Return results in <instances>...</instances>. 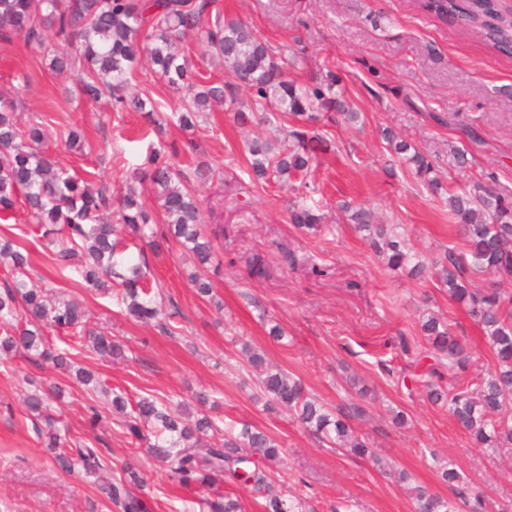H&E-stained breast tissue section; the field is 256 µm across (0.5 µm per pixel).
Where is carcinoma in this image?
<instances>
[{"mask_svg":"<svg viewBox=\"0 0 512 512\" xmlns=\"http://www.w3.org/2000/svg\"><path fill=\"white\" fill-rule=\"evenodd\" d=\"M423 6L438 17L463 28L478 31L485 43L512 55V7L505 0H424ZM22 35L27 46L50 58L54 71L73 70L81 94L105 99L117 110H145L146 102L126 93L129 75L141 54L151 56L161 78L175 90H186L180 126L195 125L212 103L224 102V84L198 83V71L187 59L182 40L195 36L201 56L218 58L236 79L251 91L245 111L272 103L295 117L317 119L321 111L337 112L347 121L358 118L333 92L336 80L298 86L285 79L269 47L244 23L227 19L218 0H0V41ZM19 99H0V220L13 217L16 203L23 201L28 220L43 231L54 245L52 263L61 264L68 275L85 288L109 294L125 305L129 316L153 321L161 332L172 336L177 326V308L161 312L151 296L144 256L124 250L122 233L128 228L152 248L170 235L184 239L188 254L201 266L213 255L211 237L204 232V216L195 200L196 185L208 180L210 166L202 161L192 169L183 167L179 152L154 149L144 166L137 169L120 196L117 210L104 186L78 178L42 150L45 135L37 123H18ZM327 141L299 129L282 128L273 141L249 143L251 166L256 176L277 179L307 175L316 148ZM416 177L429 188H438L436 168L416 152L408 158ZM150 191L163 213V224L140 202L141 190ZM448 211L457 221V232L466 242L462 253L449 250L434 262L438 277L451 299L466 306L477 321L493 351L495 368L486 377L464 385L459 380L468 371L470 353L461 337L433 315L422 321L421 330L431 347L432 364L422 386L432 403L448 404V412L469 434L478 448L494 451L512 445V295L497 288L478 293L472 277L494 273L512 278V199L495 189L474 185L448 195ZM117 215V223L106 217ZM324 214L317 204L298 202L288 208V223L299 229L318 230ZM350 220L369 232L375 252L392 269L412 265L421 272L425 265L401 242L391 239L385 224L371 223V212L358 209ZM0 265L12 274L0 291V354L21 351L36 362L51 363L62 372L72 370L71 350L86 346L101 357L120 356L122 345L112 336L94 330L85 310L73 302L53 303L41 289L30 286L29 255L11 240L0 239ZM189 281L202 298H213L212 282L198 273ZM51 330L60 335L64 347H55L45 337ZM269 400L288 408L309 432L357 457L376 458L369 443L352 434L349 421L363 414L361 405L350 402L330 408L309 394L304 385L281 371H266L259 383ZM52 391L36 389L26 398L35 420L40 444L54 466L62 472L96 476L97 487L121 512H146L135 489L144 478L132 468L126 478L108 474V463L100 450L77 444L50 413ZM112 408L125 414V427L146 444L150 455L164 464L169 479L182 486L205 489L212 497L201 505L209 512H243L239 499L221 491L224 480L269 487L267 474L248 470V455L257 451L268 460L279 457V445L262 430L244 427L241 433L224 435V441L206 445L204 438L219 426L203 414L186 415L187 405L170 404L150 397L127 403L115 394ZM130 412H125L126 407ZM440 479L462 501L467 512H484L481 495L466 497L462 477L453 464L440 470ZM418 512H459L457 502L420 491ZM300 500L277 494L266 497L264 512H299Z\"/></svg>","mask_w":512,"mask_h":512,"instance_id":"obj_1","label":"carcinoma"}]
</instances>
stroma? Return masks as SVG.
<instances>
[{
	"label": "stroma",
	"instance_id": "stroma-1",
	"mask_svg": "<svg viewBox=\"0 0 512 512\" xmlns=\"http://www.w3.org/2000/svg\"><path fill=\"white\" fill-rule=\"evenodd\" d=\"M226 18L247 23L297 83L336 78L335 90L357 123L321 116L309 123L333 149L318 153L306 178L282 184L256 180L248 141L272 135L276 125L296 126L294 116L263 123H239L236 101L203 113L191 129L171 115L183 95L162 83L149 62L139 64L130 89L149 95L156 110L113 112L105 102L64 94L68 75L52 71L44 59L16 37L0 42V91L16 78L29 81L21 97L27 117L48 131L47 149L78 177H92L110 191H123L149 148L184 147L194 142L214 170L199 197L211 223L224 227L214 242L206 274L214 297L200 299L187 275L193 268L182 245L167 241L161 252L146 251L157 300L175 305L182 316L176 336L127 316L110 296L87 291L59 273L49 246L24 212L0 220V238L20 244L30 256L35 286L79 301L99 330L124 343L112 360L89 348L75 362L95 372L106 387L130 398L141 396L203 409L221 428L251 425L282 448L278 461L259 466L276 489L305 498L310 512H416V489L443 498L454 493L438 476L454 463L485 500L486 512L512 507V450L489 454L475 448L447 407L432 403L423 387L406 388L415 365L392 347L408 336L415 350L429 347L421 322L433 313L463 336L472 353L465 376L474 382L495 366L478 325L466 308L430 271L415 275L390 269L353 224L347 208H365L378 222L396 225L424 263L445 250L462 251L447 197L459 187L488 184L512 196V56L491 49L481 35L437 18L421 0H220ZM75 129L80 144L69 150L61 134ZM436 164L441 187L422 186L405 157L393 154L384 130ZM466 150L465 165L455 161ZM302 195L318 201L325 215L320 231L305 232L288 222V207ZM263 276L251 271L253 259ZM281 338L270 334L272 326ZM262 351L269 366L287 371L329 407L361 402L353 421L392 468L383 473L371 459L332 448L305 431L288 409L269 406L243 345ZM62 386L51 412L73 436L102 442L114 476L126 465L139 469L149 512H191L205 498L202 489L172 483L166 468L136 447L122 427L124 418L108 396L89 394L66 374L23 355L0 362V512H119L99 493L93 478L57 471L32 430L25 405L28 380ZM367 388L359 398V388ZM100 413L96 425L86 408ZM405 426L392 423L396 411ZM407 480L399 482L395 472Z\"/></svg>",
	"mask_w": 512,
	"mask_h": 512
}]
</instances>
